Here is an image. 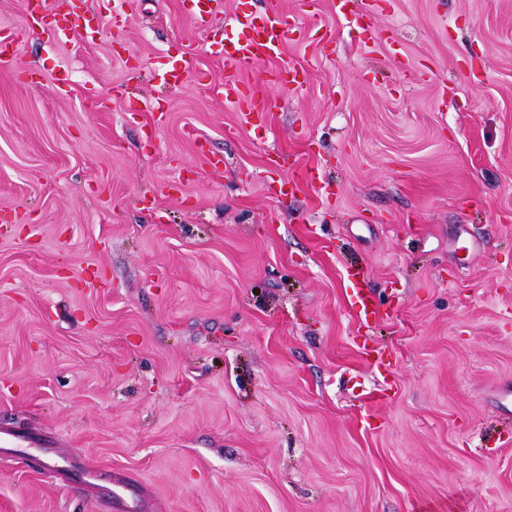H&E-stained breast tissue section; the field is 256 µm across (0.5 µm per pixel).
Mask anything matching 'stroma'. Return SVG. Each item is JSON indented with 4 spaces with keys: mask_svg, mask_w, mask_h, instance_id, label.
I'll return each instance as SVG.
<instances>
[{
    "mask_svg": "<svg viewBox=\"0 0 512 512\" xmlns=\"http://www.w3.org/2000/svg\"><path fill=\"white\" fill-rule=\"evenodd\" d=\"M239 2L0 0V512H512V0H247L259 126ZM240 24L242 27L237 37L232 40L225 38L219 51L225 62L253 65L275 54L279 45L288 39L285 16L275 8L263 17H252ZM224 97L226 101L236 104L241 109V112H245V116L249 122H251L250 120H255L259 123L263 122V110L258 109L254 105L247 106L243 103L240 97V87L237 82L226 81L224 83ZM351 277V284L353 286V290L355 292V303L359 306V313L361 318H364L365 321L372 318L375 315L376 311L373 308L370 297L366 292V289L363 288L365 283L364 278L359 271H352L349 273Z\"/></svg>",
    "mask_w": 512,
    "mask_h": 512,
    "instance_id": "1",
    "label": "stroma"
}]
</instances>
